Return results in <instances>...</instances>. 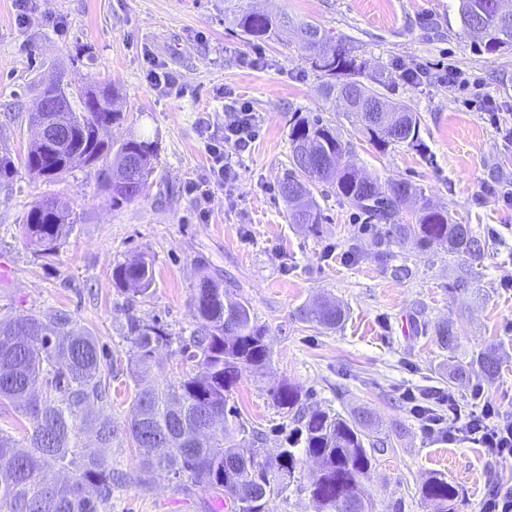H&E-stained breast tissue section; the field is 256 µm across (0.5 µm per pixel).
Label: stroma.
Returning <instances> with one entry per match:
<instances>
[{
    "instance_id": "stroma-1",
    "label": "stroma",
    "mask_w": 512,
    "mask_h": 512,
    "mask_svg": "<svg viewBox=\"0 0 512 512\" xmlns=\"http://www.w3.org/2000/svg\"><path fill=\"white\" fill-rule=\"evenodd\" d=\"M242 7L317 23L353 47L365 75L384 96L420 116L421 148L377 149L325 99L322 79L293 36L246 41L224 22V0H0V149L24 155L35 129L28 115L43 83L65 74L88 88L119 90L124 120L109 140L145 136L158 159L145 194L115 207L96 170H73L62 182L17 167L0 183V316L68 310L96 336L113 368L114 422L130 418L149 386L130 370V319L158 325L170 343L154 356L167 378L192 372L179 353L194 327L192 298L199 271L223 280L249 302L271 360L243 368L230 402L265 434L263 455H275L292 427L271 399L287 382L303 400L331 413L365 406L386 422L392 446L377 454L367 489L374 512H432L422 483L442 474L457 483L455 512H480L489 489L512 486V456L489 457L463 430L425 431L407 392H454L462 411L491 401L512 412V48L494 55L462 35L458 0H239ZM173 72L178 86L152 89L148 58ZM458 67L468 87L438 80L408 82L406 68ZM249 102L257 136L239 155L233 185L214 189L206 210L187 193L208 166L202 128L222 135L224 115ZM320 116L352 145L351 164L384 183L405 180L485 244L475 257H452L389 242L388 228L336 197L320 198L322 220L311 232L292 223L278 193L288 166L295 120ZM68 201L77 222L58 253L47 257L23 233V217L46 197ZM145 255L154 281L147 295L118 287L112 271ZM468 290L454 289L457 277ZM320 296L345 310L333 330L300 321ZM448 321L461 350L438 345L434 327ZM496 355L501 372L486 380L473 369L468 387L450 378L466 353ZM317 464L303 458L296 479L271 497L266 512H315L308 490ZM112 512H229L208 488L157 470L146 481L113 489Z\"/></svg>"
}]
</instances>
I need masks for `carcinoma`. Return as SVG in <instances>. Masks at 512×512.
Segmentation results:
<instances>
[{"label": "carcinoma", "mask_w": 512, "mask_h": 512, "mask_svg": "<svg viewBox=\"0 0 512 512\" xmlns=\"http://www.w3.org/2000/svg\"><path fill=\"white\" fill-rule=\"evenodd\" d=\"M235 0H224V18L248 40H269L289 23L288 17L272 16L259 8L241 9ZM463 32L476 23L487 29L480 51L495 54L512 48V14L499 12L501 0H458ZM302 48L313 69L329 77L323 84L326 97L345 98L360 94L381 100L401 115L397 132L375 125L367 113L349 111L362 134L379 149L406 144L420 147L417 112L407 103L391 101L376 88L359 80L363 64L349 47L336 41L314 22L297 23ZM40 95L56 101L57 123L69 131L62 146L31 141L24 166L34 177L58 182L78 166L95 167L113 158L122 172L118 184L106 169H99L100 188L118 206L141 196L148 187L157 162L156 145L130 137L114 146L101 132L123 119L115 108L120 99L110 87L83 91L72 80L44 87ZM289 167L280 183V193L288 204L291 220L308 230L318 228L321 207L314 191L334 194L370 221L390 225V237L398 244L413 241L420 248L440 246L458 256H477L482 244L468 224L453 220L448 212L423 201L414 222L403 223L401 206L408 194L422 192L405 181L365 184V177L345 156L348 142L318 118H299L289 134ZM313 146L322 164L308 165L299 156L301 144ZM77 222L76 213L55 198L41 199L28 209L23 227L26 238L45 256L55 255ZM114 279L123 287L139 284L148 293L153 282L152 264L141 257L119 265ZM217 279L204 275L195 288V328L180 353L197 361L200 373L177 382L164 378V369L153 359L158 346L170 342L169 334L157 325L130 322L133 346L132 366L136 374L155 372L161 381L136 395L131 418L119 426L112 415L101 409L88 410L94 401L109 399L110 373L101 361L98 341L80 329L66 310L52 316V325L30 312L0 319V402L18 401L29 421L26 429L28 451H14L15 440L0 430V512H106L112 501V484L142 482L155 469L177 478L214 489L233 499V512H266L274 494L295 482L297 462L302 457L319 460L320 469L310 484V495L318 512H347L348 501L358 498L365 512L372 505L364 482L373 467L375 453L387 446L389 433L371 411L358 409L350 414H329L302 403L297 387L285 383L272 392L277 406L294 413V427L279 453L261 461L255 452L240 451L238 438H250L252 445L263 443V433L241 420L238 410L228 405V395L245 366L261 369L270 362L264 330L257 325L248 302L224 287L212 288ZM303 322L334 329L345 319L344 310L331 302L299 312ZM439 345L455 352L459 348L447 322L438 324ZM470 363L478 364L493 378L500 362L480 352ZM41 397L31 398L36 386ZM91 420L97 426L98 445H80L81 423ZM124 438L147 451L136 474L114 472L104 449ZM239 467L236 479H224L226 467ZM72 467L73 479L60 480L50 474L52 466ZM424 501L435 512H450L460 496L459 488L442 474H433L423 483Z\"/></svg>", "instance_id": "1"}]
</instances>
